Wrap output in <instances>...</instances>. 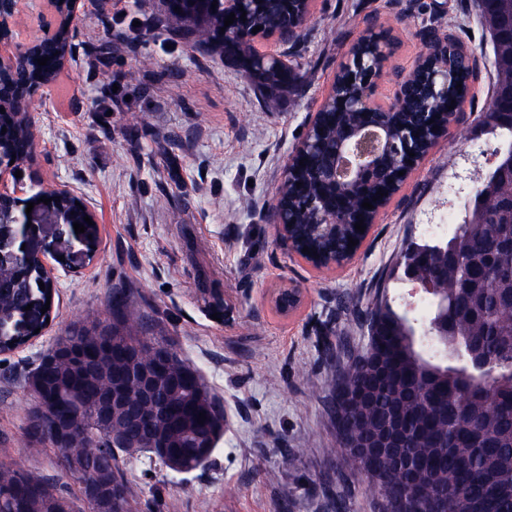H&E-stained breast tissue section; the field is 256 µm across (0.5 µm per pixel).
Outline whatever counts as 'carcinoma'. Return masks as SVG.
I'll return each mask as SVG.
<instances>
[{"label":"carcinoma","instance_id":"obj_1","mask_svg":"<svg viewBox=\"0 0 512 512\" xmlns=\"http://www.w3.org/2000/svg\"><path fill=\"white\" fill-rule=\"evenodd\" d=\"M490 35L492 64L496 72L492 93L501 75L512 72V45L497 41L495 16H512V0H496V15L478 11ZM213 39L223 44L224 59L241 68L258 87L274 91L295 78L291 68L263 62L238 47V37L224 34V24L210 19ZM448 68L462 84L458 100L464 101L468 72L453 55ZM426 103L423 92L405 96L395 104V123L404 125L411 113ZM493 136L495 161L462 203L461 221L440 239L419 244L423 253L414 269L421 294L413 301H392L381 295L361 308H346L349 326L367 329V343L348 356L337 370L328 413L351 422L348 433L338 436L351 445L380 435L392 415L405 425L401 451L413 462L407 473L371 471L365 458L355 461L365 472L367 486L380 498L381 512L394 494L402 512H512V121H501L493 109L482 116ZM4 150L15 157L27 151L22 130L6 127ZM294 179L308 187L292 206L298 220L308 224L313 215L302 210L317 192L310 167ZM42 264L35 258L24 265L0 267V343L17 341L14 326L29 304L42 307L48 290ZM111 321L91 327L100 339L115 343L121 352L109 356L106 367L78 372L68 366L46 367L39 362L31 372L30 386L44 427L26 426L29 444H54L50 430L54 419L66 412L71 418L73 442L86 448L82 466L74 469L71 448H57L60 475L49 478L18 466L4 470L0 482V512H75L70 494L59 484L66 478L77 486L88 512H136L138 501L129 485L126 462L138 458L136 448L109 446V428L94 418L95 391L112 386V370L150 363L145 350L158 343L149 335L146 321L132 329L131 303L123 290L113 292ZM448 321V342L438 338V328ZM167 369L172 374L197 373L170 349ZM388 384L368 398L336 404V389L367 390L377 372ZM224 418V408L205 384H176L169 391L164 413L149 415L139 423L172 436L180 452L179 467L163 460L168 469L186 473L202 466L201 455L190 444L206 436L209 421L197 422L199 413ZM107 489L116 484L122 496L108 507L88 495V486Z\"/></svg>","mask_w":512,"mask_h":512}]
</instances>
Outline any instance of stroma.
<instances>
[{"label":"stroma","mask_w":512,"mask_h":512,"mask_svg":"<svg viewBox=\"0 0 512 512\" xmlns=\"http://www.w3.org/2000/svg\"><path fill=\"white\" fill-rule=\"evenodd\" d=\"M469 2L313 0L300 39L253 42L256 53L278 56L302 77L300 89L267 97L221 49L194 50L174 36L163 0H86L69 66L33 114L35 155L8 187L24 199L34 185L82 195L97 217V252L74 269L43 259L57 282L56 317L24 347L0 354V465L57 475L56 450L26 444L29 373L73 323L107 320L113 291L124 288L228 416L204 467L177 474L155 466L147 487L139 479L147 456L131 460L140 512H329L321 486L340 473L344 512H378L325 409L332 370L314 325L326 321L329 341L362 349L367 335L345 326V306L369 304L382 283L409 297L411 284L390 277L401 251L424 240V225L437 223L491 165L469 153L492 142L481 113L494 78L488 34ZM437 24L478 57L473 99L381 211L355 258L313 268L269 221L289 155L355 41L371 29L390 32L386 75L373 95L386 104L396 73L424 51L422 30ZM145 56L153 61L147 70L139 65ZM284 287L300 297L287 313L275 305Z\"/></svg>","instance_id":"obj_1"}]
</instances>
